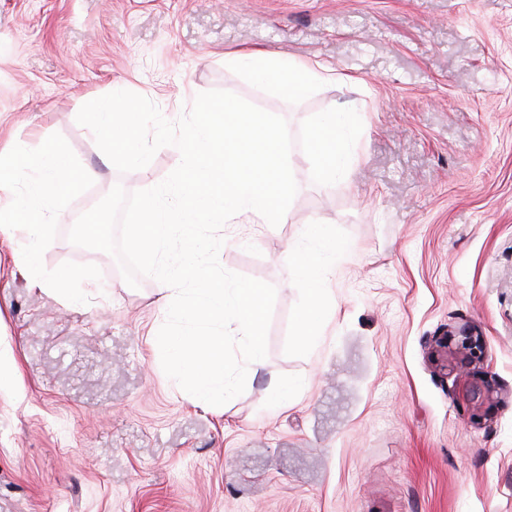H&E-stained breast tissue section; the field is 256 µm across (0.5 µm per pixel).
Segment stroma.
<instances>
[{"label":"stroma","mask_w":512,"mask_h":512,"mask_svg":"<svg viewBox=\"0 0 512 512\" xmlns=\"http://www.w3.org/2000/svg\"><path fill=\"white\" fill-rule=\"evenodd\" d=\"M238 50L333 77L288 98L225 64ZM118 88L171 121L224 90L288 124L287 223L221 231V265L276 289L264 362L222 406L164 373L155 283L130 287L112 255L68 240L115 185L152 187L180 162L167 146L126 174L103 164L76 116ZM334 110L352 114L351 158L324 186L308 131ZM6 147L62 150L85 177L41 250L0 233V347L16 362L0 512H512V0H0ZM297 251L327 270L305 344ZM63 270L99 292L43 287ZM465 324L501 388L479 425L427 358Z\"/></svg>","instance_id":"stroma-1"}]
</instances>
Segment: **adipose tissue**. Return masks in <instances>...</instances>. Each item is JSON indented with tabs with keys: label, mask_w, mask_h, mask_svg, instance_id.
Wrapping results in <instances>:
<instances>
[{
	"label": "adipose tissue",
	"mask_w": 512,
	"mask_h": 512,
	"mask_svg": "<svg viewBox=\"0 0 512 512\" xmlns=\"http://www.w3.org/2000/svg\"><path fill=\"white\" fill-rule=\"evenodd\" d=\"M227 62L263 77L293 97L325 77V69L319 64L263 52L235 53L228 56ZM311 137L319 152L323 180L335 179L341 161L350 154L347 113H329L313 126ZM22 176L27 182L24 192L19 193L11 184ZM80 181V174L63 152L0 153V223L24 225L30 238L42 240L51 206L75 191ZM294 262L306 283V302L297 317L296 333L298 341L305 342L312 337L325 309L322 266L303 252L296 254Z\"/></svg>",
	"instance_id": "1"
}]
</instances>
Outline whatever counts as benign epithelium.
<instances>
[{
	"mask_svg": "<svg viewBox=\"0 0 512 512\" xmlns=\"http://www.w3.org/2000/svg\"><path fill=\"white\" fill-rule=\"evenodd\" d=\"M429 357L435 369L452 379L451 393L466 404L472 420L478 424L495 406L499 387L485 370V346L482 336L463 326L446 336H439L429 345Z\"/></svg>",
	"mask_w": 512,
	"mask_h": 512,
	"instance_id": "7a95c632",
	"label": "benign epithelium"
}]
</instances>
